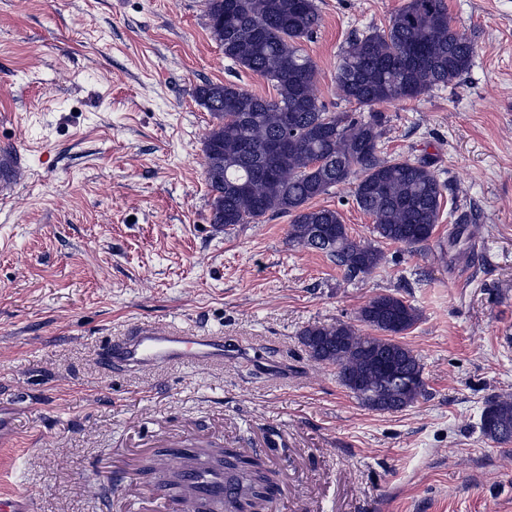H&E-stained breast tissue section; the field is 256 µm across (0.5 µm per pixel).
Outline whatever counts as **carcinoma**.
<instances>
[{"label":"carcinoma","mask_w":512,"mask_h":512,"mask_svg":"<svg viewBox=\"0 0 512 512\" xmlns=\"http://www.w3.org/2000/svg\"><path fill=\"white\" fill-rule=\"evenodd\" d=\"M209 22L224 24V58L276 83L277 97L265 99L232 82L207 81L197 98L215 123L205 138L204 174L212 207L224 213V226L247 224L269 213L291 217L288 239L336 261L346 278L365 277L384 261L379 243L423 245L432 237L445 185L427 162L380 156L383 116L365 119L353 112H330L317 95L318 67L301 43L319 23L315 0H208ZM475 48L457 31L446 0H407L387 29L350 41L336 62L334 79L342 97L373 108L416 99L460 82L472 66ZM290 132L288 151L268 145ZM322 163L317 165L315 160ZM354 185L357 207L373 219L371 239L350 234L339 213L315 207L313 200L339 185ZM418 320L417 310L393 294H378L359 311L358 322L380 332L362 333L338 320L305 328L301 342L318 363L338 369L343 384L361 404L401 410L425 393L423 367L414 352L394 340ZM482 435L500 445L512 442V397L487 401ZM194 448H166L155 466L141 473L157 480L177 500L183 470L196 468ZM211 468L224 469L234 486L240 472L247 491L234 500L238 512L269 507L277 494L272 470L258 456L226 448Z\"/></svg>","instance_id":"carcinoma-1"}]
</instances>
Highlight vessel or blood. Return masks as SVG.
<instances>
[{
	"label": "vessel or blood",
	"mask_w": 512,
	"mask_h": 512,
	"mask_svg": "<svg viewBox=\"0 0 512 512\" xmlns=\"http://www.w3.org/2000/svg\"><path fill=\"white\" fill-rule=\"evenodd\" d=\"M101 357L120 368H144L161 364L220 366L232 357L223 336L214 333L180 332L168 326L141 324L118 343L107 346ZM193 497L224 496V480L211 473L186 476Z\"/></svg>",
	"instance_id": "obj_1"
}]
</instances>
